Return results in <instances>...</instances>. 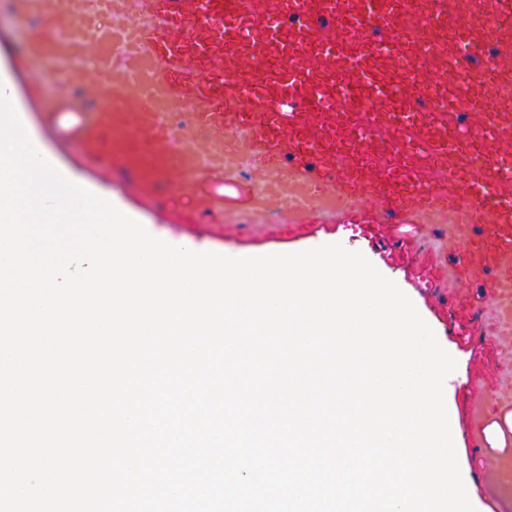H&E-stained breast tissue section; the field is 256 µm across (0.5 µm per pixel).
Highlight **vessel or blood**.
Listing matches in <instances>:
<instances>
[{
    "label": "vessel or blood",
    "mask_w": 512,
    "mask_h": 512,
    "mask_svg": "<svg viewBox=\"0 0 512 512\" xmlns=\"http://www.w3.org/2000/svg\"><path fill=\"white\" fill-rule=\"evenodd\" d=\"M147 21L40 29L30 43L78 87L95 121L89 149L114 136L127 166L149 185L192 187L220 170L225 139L255 157L263 211L300 195L360 233L387 218L428 214L443 227L459 278L481 279L494 296L495 341L512 345V114L487 110L471 89L512 78V0H146ZM453 25L439 54L432 31ZM495 46L482 66L474 61ZM89 51L98 72L72 63ZM123 52L127 65L112 64ZM258 95L262 112L245 98ZM160 112H187L172 134Z\"/></svg>",
    "instance_id": "obj_1"
}]
</instances>
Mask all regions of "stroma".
Here are the masks:
<instances>
[{
  "label": "stroma",
  "mask_w": 512,
  "mask_h": 512,
  "mask_svg": "<svg viewBox=\"0 0 512 512\" xmlns=\"http://www.w3.org/2000/svg\"><path fill=\"white\" fill-rule=\"evenodd\" d=\"M31 40L28 21L17 14L13 0H0V67L9 72L19 92L22 121L44 136L55 165L73 170L88 187L111 189L126 210L155 237L173 244L190 239L203 250L228 248L242 257L340 243L362 252L393 280L457 362L455 372L461 383L449 393L448 406L458 428L459 467L470 483L480 512H512V504L493 495L492 475L486 469L498 454V447L490 441L478 448L470 445L469 397L480 394L484 397L487 424L503 425L506 447L512 450V427L503 424L512 396L491 390L475 366L482 331L494 322L496 310L489 299H480L471 312L470 328L458 326L449 299L458 293H476L478 286L456 278L448 250L433 225L392 223L374 236L356 238L336 217L318 212L311 214L309 223L289 224L288 210L264 214L255 209L257 163L248 156L234 176L218 173L188 192L157 194L143 180L124 172L120 155H96L88 150L78 135L85 121L83 113L65 109L67 91L52 67L29 52ZM425 261L442 266L444 276L438 287L427 288L418 282L416 268Z\"/></svg>",
  "instance_id": "35a3bbf8"
}]
</instances>
